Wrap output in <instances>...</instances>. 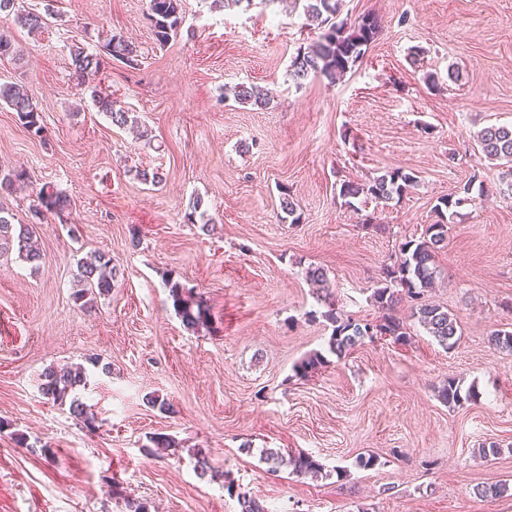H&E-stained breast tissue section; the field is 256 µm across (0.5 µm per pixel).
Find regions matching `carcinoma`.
I'll return each instance as SVG.
<instances>
[{"label": "carcinoma", "mask_w": 512, "mask_h": 512, "mask_svg": "<svg viewBox=\"0 0 512 512\" xmlns=\"http://www.w3.org/2000/svg\"><path fill=\"white\" fill-rule=\"evenodd\" d=\"M290 6L302 9L304 16L321 25L322 32L316 40L306 47L297 50L289 65L290 77L300 82L309 75H322L330 82L342 78L355 64L360 61L371 44L376 40L380 24L373 14H363L354 21L337 20L343 7V0H289ZM9 10L15 15V22L30 33H35L47 25V18L40 13L29 11L17 6V0H0V12ZM149 20L156 44L166 45L183 22L181 0H149ZM105 52L113 60H118L129 67L138 65V50L123 36L112 34L104 44ZM19 44L5 30L0 31V58L19 55ZM71 62L74 73L78 77L101 68V58L89 53L83 47L71 50ZM233 98L241 104H248L260 109L270 105L273 97L270 92L255 86L239 84L233 88ZM0 102L16 112L22 125L34 135L43 132L40 108L28 93L25 86L18 82L0 83ZM99 108L105 112L113 125L125 127L138 123L123 109L114 107L109 97H97ZM476 145L480 153L487 159L497 162L504 168L506 192L512 194V126H487L476 136ZM30 176L24 169L0 172V195L11 196L27 185ZM418 185V176L412 171L393 168L362 184L354 181L341 183L339 195L345 204L354 206L353 200L361 195H370L376 199H400L410 189ZM472 181H467L454 196L441 199L436 205L438 220L427 226L422 239L409 240L401 244L400 258L382 268L380 287L374 289L371 299L381 309L392 310L399 301L405 299L412 303L419 323L433 336L440 345L452 348L457 341L458 325L448 311L426 299L425 293L437 274L436 258L440 245L448 236V224L445 222V211H450L466 204L470 200ZM38 203L34 205L35 217L48 214L63 218L72 208L70 196L53 187L43 188L39 192ZM35 225L15 224L13 215L0 205V253L16 252L18 258L39 267L41 254L34 242ZM117 275L112 259L102 254L94 262L80 264L77 282L80 289L73 294L75 301L85 298L88 292L98 291L107 295L114 287ZM308 279L319 285V299L326 306L323 317L332 325V333L328 340V350L336 357L347 356L352 350L363 345L365 340L376 336H390L394 341L404 344L409 340V333L402 322L386 315L373 323L358 320L350 316L344 318L336 312L335 302L328 285L326 272L321 267H312L308 271ZM168 295L172 306L189 329L198 330L212 322L210 308L192 291L170 278L166 279ZM324 363V356L315 352L295 367L298 374L311 373ZM87 384V371L78 367H49L41 377V393L60 405H68L70 415L91 425L95 421L90 408L78 396L79 388ZM440 400L451 406L462 401L461 387L454 379H448L439 390ZM263 460L275 472L282 465L290 466L299 474L316 475L321 472L322 465L307 454L286 457L274 449H267Z\"/></svg>", "instance_id": "1"}]
</instances>
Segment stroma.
<instances>
[{"label": "stroma", "instance_id": "obj_1", "mask_svg": "<svg viewBox=\"0 0 512 512\" xmlns=\"http://www.w3.org/2000/svg\"><path fill=\"white\" fill-rule=\"evenodd\" d=\"M22 3L48 25L31 34L0 15L22 47L0 59V82L26 86L45 132L0 105V165L31 176L8 204L16 223H34V200L51 186L72 209L67 222L35 224L39 268L0 257V512H129L132 500L149 512H239L240 492L269 512H512V496L475 493L512 484V352L491 342L512 330V198L473 140L512 125V0H345L349 18L379 16V35L336 83L299 86L290 58L319 29L286 0L220 10L182 0L183 25L162 47L149 0ZM111 34L136 46L139 64L105 60L101 87L147 136L112 125L73 79L72 47L99 54ZM452 63L463 69L455 83ZM238 84L272 90V105L225 98ZM143 167L162 172L161 186L136 179ZM399 167L419 180L401 200L368 196L351 208L339 195L343 181ZM471 178L483 191L449 218L428 293L456 319L455 347L439 345L404 301L395 314L408 343L377 337L346 357L329 353L307 269L324 268L343 314L379 320L381 267ZM284 188L299 223L282 218ZM196 197L214 232L188 222ZM95 253L118 276L83 308L77 262ZM170 277L206 301L211 327H184ZM315 352L325 365L297 375ZM90 355L109 366L89 369L80 392L91 429L40 391L44 369ZM451 378L469 394L456 407L438 397ZM160 434L175 447L154 448ZM490 444L500 454L480 457ZM268 448L312 455L323 471L270 472ZM199 449L213 475L197 476ZM360 456L373 464L356 467Z\"/></svg>", "mask_w": 512, "mask_h": 512}]
</instances>
